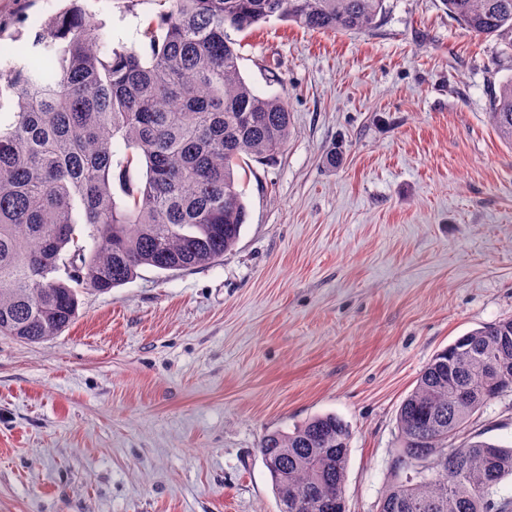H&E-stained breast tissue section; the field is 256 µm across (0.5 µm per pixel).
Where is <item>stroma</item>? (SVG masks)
Listing matches in <instances>:
<instances>
[{
    "label": "stroma",
    "instance_id": "obj_1",
    "mask_svg": "<svg viewBox=\"0 0 512 512\" xmlns=\"http://www.w3.org/2000/svg\"><path fill=\"white\" fill-rule=\"evenodd\" d=\"M82 4L128 47L158 12ZM61 6L0 0V70ZM237 39L292 121L249 163L237 244L84 291L53 339L0 336V512H279L259 442L319 413L352 432L347 512H376L419 374L512 318V145L488 118L512 58L441 0H385L365 33L273 18ZM465 432L511 443L512 394Z\"/></svg>",
    "mask_w": 512,
    "mask_h": 512
}]
</instances>
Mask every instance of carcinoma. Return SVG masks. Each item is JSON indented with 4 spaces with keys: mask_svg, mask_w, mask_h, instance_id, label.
<instances>
[{
    "mask_svg": "<svg viewBox=\"0 0 512 512\" xmlns=\"http://www.w3.org/2000/svg\"><path fill=\"white\" fill-rule=\"evenodd\" d=\"M158 2L165 8L140 46L115 48L71 0L34 32L37 62L0 75V336H58L81 290L109 292L142 266L179 271L221 259L247 219L236 168L273 159L291 132L286 100L241 76L232 33L272 18L368 32L385 12V0ZM442 2L472 36L512 52V0ZM488 116L512 145V79L491 91ZM117 142L126 155L116 163ZM80 228L90 245L79 244ZM465 338L439 351L402 400L377 512H512V497H495L512 476V446L450 445L512 392V319ZM425 436L447 464L417 471ZM350 439L334 414L267 432L258 450L279 506L329 512L343 496Z\"/></svg>",
    "mask_w": 512,
    "mask_h": 512,
    "instance_id": "cac0c4a2",
    "label": "carcinoma"
}]
</instances>
